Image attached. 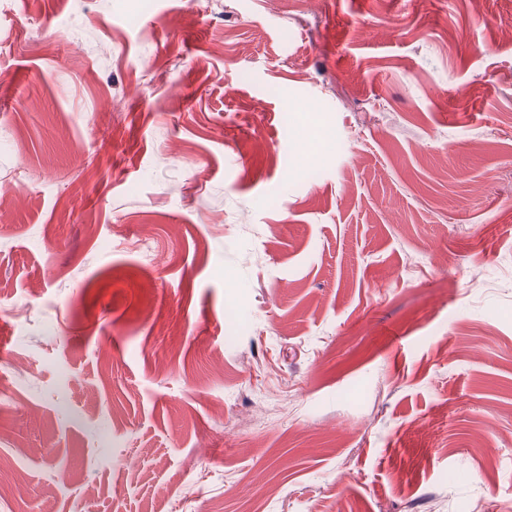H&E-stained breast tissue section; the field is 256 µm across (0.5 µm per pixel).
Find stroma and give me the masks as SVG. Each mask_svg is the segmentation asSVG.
I'll use <instances>...</instances> for the list:
<instances>
[{
	"label": "stroma",
	"mask_w": 512,
	"mask_h": 512,
	"mask_svg": "<svg viewBox=\"0 0 512 512\" xmlns=\"http://www.w3.org/2000/svg\"><path fill=\"white\" fill-rule=\"evenodd\" d=\"M511 11L0 0V512H512Z\"/></svg>",
	"instance_id": "stroma-1"
}]
</instances>
